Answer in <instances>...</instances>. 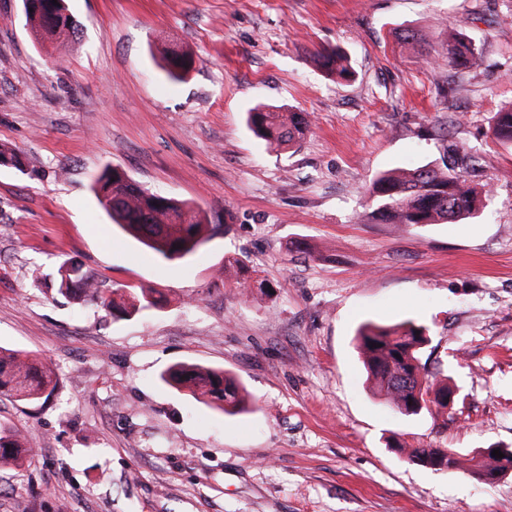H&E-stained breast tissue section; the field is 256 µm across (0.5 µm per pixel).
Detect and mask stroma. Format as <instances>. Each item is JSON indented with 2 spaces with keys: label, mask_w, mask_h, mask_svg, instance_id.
<instances>
[{
  "label": "stroma",
  "mask_w": 512,
  "mask_h": 512,
  "mask_svg": "<svg viewBox=\"0 0 512 512\" xmlns=\"http://www.w3.org/2000/svg\"><path fill=\"white\" fill-rule=\"evenodd\" d=\"M68 5L81 44L42 47L22 0H0V142L25 163L0 167V347L57 373L48 400L0 396V427L38 450L0 468V512H512V474L483 484L392 448H512V148L490 131L512 103V0ZM454 22L479 69L441 60ZM161 44L192 48L184 81ZM335 47L350 82L318 65ZM258 105L303 113L308 136L268 148ZM461 145L489 192L474 218L367 221L377 176ZM108 165L207 210L211 239L178 264L122 234L90 190ZM71 257L157 306L118 318L56 293ZM406 319L429 327L421 357L457 385L453 409L405 417L372 394L356 331ZM178 362L234 374L251 412L167 385Z\"/></svg>",
  "instance_id": "1"
}]
</instances>
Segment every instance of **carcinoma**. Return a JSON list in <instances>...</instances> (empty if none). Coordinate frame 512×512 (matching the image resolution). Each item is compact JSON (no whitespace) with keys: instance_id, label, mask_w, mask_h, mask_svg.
I'll return each mask as SVG.
<instances>
[{"instance_id":"obj_1","label":"carcinoma","mask_w":512,"mask_h":512,"mask_svg":"<svg viewBox=\"0 0 512 512\" xmlns=\"http://www.w3.org/2000/svg\"><path fill=\"white\" fill-rule=\"evenodd\" d=\"M24 10L27 25L41 42L63 39L67 45H79L81 22L68 10L65 0H28ZM321 57L328 70L348 80L352 76L347 55L340 49L325 50ZM448 66L459 71L471 70L481 63L479 46L465 33L451 27L444 54ZM193 53L178 45L162 51V70L172 81L182 80L192 69ZM249 123L258 137L270 145L288 149L299 144L309 125L300 112H274L258 109L249 113ZM492 135L501 143L512 144V105L498 110L491 126ZM0 166L23 170L24 162L13 148L0 144ZM474 157L463 150L451 164H427L396 168L380 175L369 189L378 205L367 219L378 224H404L422 227L454 223L473 215L484 191L470 179ZM92 189L112 221L127 234L167 261H186L211 237L209 218L192 203L150 193L117 167H105L93 180ZM57 292L73 299L89 300L116 313L130 315L156 305L152 293L120 302L105 294L99 283L68 259L56 273ZM429 328L413 320L383 325H361L356 341L369 381L385 402L405 417L421 414L431 406L448 408L451 387L428 380L420 353L429 342ZM162 380L204 403L224 404L241 412L248 401L238 380L222 369L191 363H176L162 374ZM56 385L51 364L37 356L0 348V395L34 403ZM485 448L463 460L442 448H414L407 460L435 469H461L473 479L491 482L512 470V450L502 458ZM35 456V449L24 446L13 435L0 433V466H20Z\"/></svg>"}]
</instances>
